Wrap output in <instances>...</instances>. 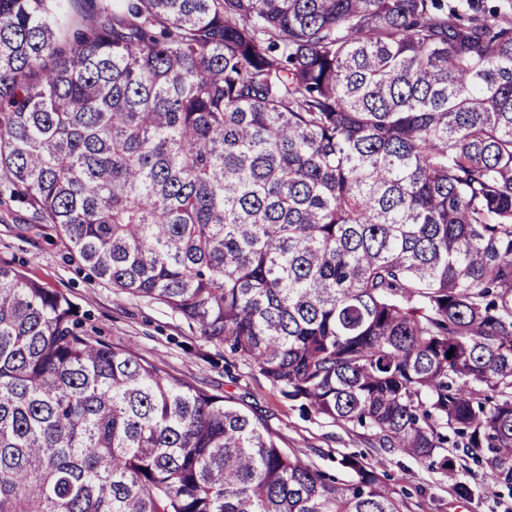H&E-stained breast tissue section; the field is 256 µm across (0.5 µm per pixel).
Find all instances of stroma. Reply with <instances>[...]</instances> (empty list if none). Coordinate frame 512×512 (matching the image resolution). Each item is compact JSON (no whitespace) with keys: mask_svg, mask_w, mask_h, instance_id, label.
<instances>
[{"mask_svg":"<svg viewBox=\"0 0 512 512\" xmlns=\"http://www.w3.org/2000/svg\"><path fill=\"white\" fill-rule=\"evenodd\" d=\"M37 221L27 204L0 203V263L66 294L111 342L131 347L168 373L267 417L288 452L311 459L342 483L351 481L353 474L338 465L340 455L365 454L376 462L387 484L409 490L403 512H512V485L477 466H470L465 477L470 493L464 496L413 458L372 447L367 430L302 412L299 403L281 397L258 370L240 363L226 365L223 349L205 341L163 305L129 297L96 278L64 239L20 235L19 226Z\"/></svg>","mask_w":512,"mask_h":512,"instance_id":"stroma-1","label":"stroma"}]
</instances>
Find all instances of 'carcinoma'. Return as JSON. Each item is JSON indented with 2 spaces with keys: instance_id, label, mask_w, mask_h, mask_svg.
Here are the masks:
<instances>
[{
  "instance_id": "carcinoma-1",
  "label": "carcinoma",
  "mask_w": 512,
  "mask_h": 512,
  "mask_svg": "<svg viewBox=\"0 0 512 512\" xmlns=\"http://www.w3.org/2000/svg\"><path fill=\"white\" fill-rule=\"evenodd\" d=\"M0 0V196L317 416L512 483V10ZM452 356H447L448 352ZM0 265V512H402Z\"/></svg>"
}]
</instances>
